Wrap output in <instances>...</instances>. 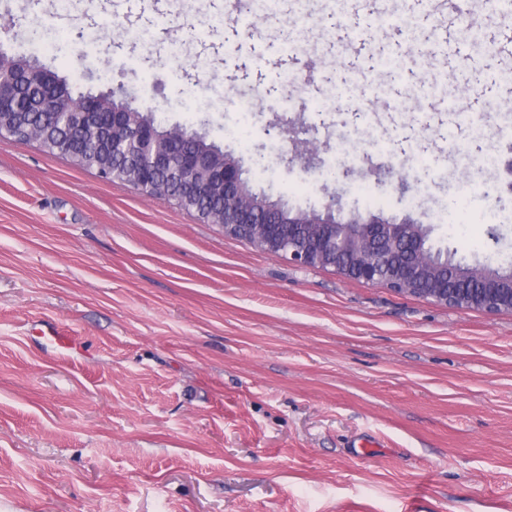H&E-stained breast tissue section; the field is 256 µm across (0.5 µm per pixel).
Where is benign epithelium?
Wrapping results in <instances>:
<instances>
[{"label": "benign epithelium", "instance_id": "benign-epithelium-1", "mask_svg": "<svg viewBox=\"0 0 512 512\" xmlns=\"http://www.w3.org/2000/svg\"><path fill=\"white\" fill-rule=\"evenodd\" d=\"M123 98L109 118L97 115L95 100L84 101L74 119L72 153L90 156L86 129L112 131V147L148 136L130 128L126 116L139 108L138 94L120 84L110 90ZM17 95V81L9 61L0 58V108L9 107ZM130 173L127 183L157 193L175 192L186 200L210 195L217 185L224 192L223 212L207 219L235 237L241 225H249L251 239L262 250L288 258L304 267L332 268L343 277L366 283H381L397 294L423 298L456 308L461 301L470 308L497 313L512 307V273H498L488 267L464 265L463 270L441 278L433 274L427 250L412 243V220L358 212L347 213L340 195L330 196L325 213L288 209L265 194L248 193L239 162L224 158L217 167L211 155L200 152L190 137L176 134L154 140L151 150L130 154L125 159Z\"/></svg>", "mask_w": 512, "mask_h": 512}]
</instances>
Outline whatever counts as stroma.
<instances>
[{
	"mask_svg": "<svg viewBox=\"0 0 512 512\" xmlns=\"http://www.w3.org/2000/svg\"><path fill=\"white\" fill-rule=\"evenodd\" d=\"M228 8L72 0L61 16L51 0H0V48L41 18L58 46L40 60L72 98L124 84L165 124L206 127L255 193L320 211L339 192L346 210L430 225L432 248L464 263L512 269V223L488 238L450 150H495L481 187L512 211V136L491 125L470 141L441 110L477 96L487 119L512 104L498 85L512 60L459 37L471 15L437 0H274L239 25ZM395 13L409 24L381 27ZM195 84L204 100L185 98ZM336 93L385 106L322 111ZM304 136L325 160L353 147L349 175H307L293 159ZM389 166L415 179L411 195ZM0 512H512V311L297 266L2 138Z\"/></svg>",
	"mask_w": 512,
	"mask_h": 512,
	"instance_id": "obj_1",
	"label": "stroma"
}]
</instances>
